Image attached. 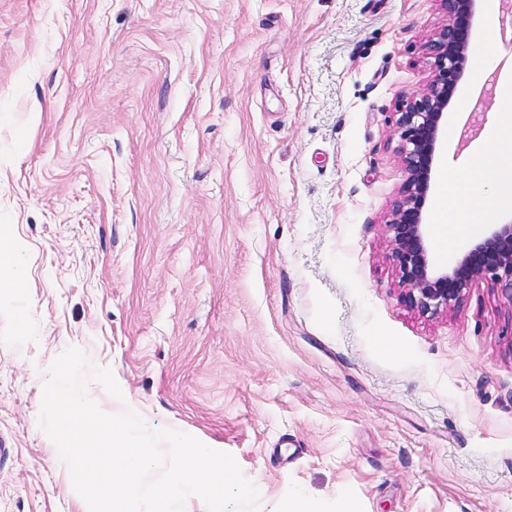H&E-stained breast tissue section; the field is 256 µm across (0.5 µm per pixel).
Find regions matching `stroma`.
Returning <instances> with one entry per match:
<instances>
[{"label": "stroma", "mask_w": 512, "mask_h": 512, "mask_svg": "<svg viewBox=\"0 0 512 512\" xmlns=\"http://www.w3.org/2000/svg\"><path fill=\"white\" fill-rule=\"evenodd\" d=\"M438 0H0V512H84L40 424L65 350L231 454L257 512H512V302L433 317L386 223ZM472 55L448 123L489 74ZM438 152L433 198L490 150Z\"/></svg>", "instance_id": "obj_1"}]
</instances>
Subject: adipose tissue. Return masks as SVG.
<instances>
[{"label":"adipose tissue","mask_w":512,"mask_h":512,"mask_svg":"<svg viewBox=\"0 0 512 512\" xmlns=\"http://www.w3.org/2000/svg\"><path fill=\"white\" fill-rule=\"evenodd\" d=\"M504 108L496 124L488 130V137L495 148L478 154L465 176H447L442 196L443 207L452 223H473V216L465 210L466 198L479 199L481 215L490 218L512 207V162L503 152L512 149V87L504 86Z\"/></svg>","instance_id":"obj_1"}]
</instances>
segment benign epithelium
<instances>
[{"label":"benign epithelium","mask_w":512,"mask_h":512,"mask_svg":"<svg viewBox=\"0 0 512 512\" xmlns=\"http://www.w3.org/2000/svg\"><path fill=\"white\" fill-rule=\"evenodd\" d=\"M480 2L440 0L446 23L427 46L429 83L422 93L406 100L396 120L407 178L388 222L392 258L410 306L426 317L458 301L477 279L491 281L512 302V220L489 225L486 234L445 269L433 264L427 232L433 161L438 146L448 138L450 102L469 64L470 36Z\"/></svg>","instance_id":"obj_1"}]
</instances>
